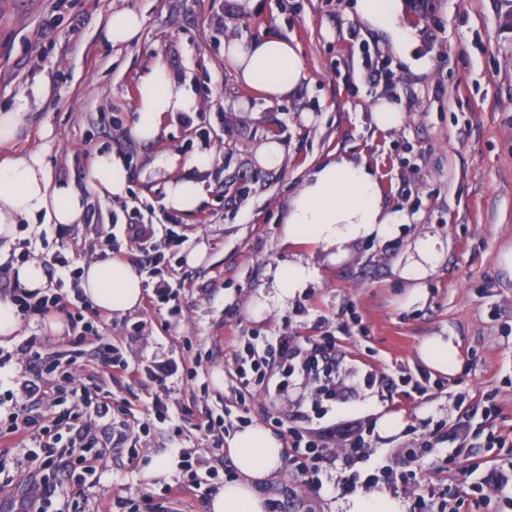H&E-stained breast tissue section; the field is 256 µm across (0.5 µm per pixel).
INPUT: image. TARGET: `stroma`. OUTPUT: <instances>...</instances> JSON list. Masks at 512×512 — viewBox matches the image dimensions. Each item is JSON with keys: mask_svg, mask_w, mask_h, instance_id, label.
Segmentation results:
<instances>
[{"mask_svg": "<svg viewBox=\"0 0 512 512\" xmlns=\"http://www.w3.org/2000/svg\"><path fill=\"white\" fill-rule=\"evenodd\" d=\"M144 18L138 37L115 47L104 37L113 10ZM405 23L414 40L396 52L391 35L363 20L357 0H261L240 12L233 0H0V111L18 98L29 109L16 138L0 145V159L41 148L53 180L78 189L97 151L122 153L129 189L121 197L87 196L81 223L57 236L50 224L22 225L14 241L0 240V264L30 252L55 253L75 265L105 259L104 235L114 230L127 262L145 269L144 302L110 315L107 335L132 367L152 366L141 382L113 378L110 389L131 404L159 402L167 416L144 417L136 441L145 465L131 469L126 454L102 465L87 493V512H102L119 496L155 495L176 486L149 475L158 459L190 454L198 471H213L211 490L238 480L230 455L212 452L197 422L212 413L239 416L270 430L316 427L311 403L317 383L294 379L268 397L245 392L237 376L238 341L252 336H316L336 357L334 395L327 421L363 419L375 426V408L401 414L404 428L374 437L376 456L412 448L433 433L437 465L399 490L408 507L439 512L427 491L436 487L463 498L461 512H478L455 453L498 466L507 449L486 446L488 433L512 434V274L498 263L512 249V0H440L436 11ZM247 40L277 37L297 45L308 79L288 98L267 103L238 83L224 60L227 34ZM163 64L189 83L200 112L168 121L166 134L144 143L124 134L135 112L140 77ZM381 98L396 102L403 122L384 133L372 119ZM278 141L285 161L262 167L258 147ZM201 152L208 169L192 166ZM179 154L176 177L202 184L198 209L177 215L180 244L158 242L165 260H150L124 235L127 224L162 223L165 178L151 165L159 154ZM366 159L378 171L386 204L410 217L386 241L358 240L346 257L283 235L288 204L307 173L330 157ZM443 245V259L423 282L426 303L406 309V284L395 270L417 238ZM205 245L201 263L188 254ZM302 259L316 278L282 307L261 315L252 308L272 291L271 268ZM183 283L177 307L149 303L153 285ZM66 313L43 323L19 320L14 336L0 340L13 359L0 368V394L19 391L26 358L15 351L27 338L43 359L64 357ZM453 337L458 364L432 373L426 394L397 386L400 373L418 374L417 356L429 336ZM200 361L197 379L171 373V361ZM222 383H215V374ZM497 412L486 415L488 403ZM267 512H343L346 498L331 483L313 489L282 466L258 481Z\"/></svg>", "mask_w": 512, "mask_h": 512, "instance_id": "obj_1", "label": "stroma"}]
</instances>
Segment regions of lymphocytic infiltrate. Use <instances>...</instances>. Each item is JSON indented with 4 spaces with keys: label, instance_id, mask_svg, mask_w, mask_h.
Masks as SVG:
<instances>
[{
    "label": "lymphocytic infiltrate",
    "instance_id": "lymphocytic-infiltrate-1",
    "mask_svg": "<svg viewBox=\"0 0 512 512\" xmlns=\"http://www.w3.org/2000/svg\"><path fill=\"white\" fill-rule=\"evenodd\" d=\"M18 316L45 318L59 311L67 312L71 325L80 331L71 344L73 353L100 343L106 318L90 313V304L78 286L57 282L50 291H31L13 283L9 290ZM280 354L288 372L308 378L316 376L328 381L336 375V361L318 343L303 348L294 345L288 335L271 339L251 338L238 347V365H250L255 380H243V387L269 391L270 378L261 370V359ZM71 361L42 363L40 373L64 380L66 386L55 396L56 412L44 416L10 412L0 417V490L17 486L19 480L30 481L38 494L20 500L17 512H79L87 490L99 484L100 467L113 454V442L135 438L137 424L129 402H117L104 385L74 380ZM111 417V439L90 436L88 422L92 417ZM292 447H305L317 454L330 446L340 445L344 453L336 478L347 494L378 487L399 490L407 482L408 467L422 465L418 454L386 456L382 463L371 464L370 440L362 422L340 421L318 428L290 431Z\"/></svg>",
    "mask_w": 512,
    "mask_h": 512
}]
</instances>
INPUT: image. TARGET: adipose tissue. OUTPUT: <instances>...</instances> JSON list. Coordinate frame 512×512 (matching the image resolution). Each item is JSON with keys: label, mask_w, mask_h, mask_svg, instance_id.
Returning a JSON list of instances; mask_svg holds the SVG:
<instances>
[{"label": "adipose tissue", "mask_w": 512, "mask_h": 512, "mask_svg": "<svg viewBox=\"0 0 512 512\" xmlns=\"http://www.w3.org/2000/svg\"><path fill=\"white\" fill-rule=\"evenodd\" d=\"M357 10L371 25L389 30L398 49H405L410 35L399 20V0H358ZM224 59L239 82L259 91L266 101L288 97L307 78L297 48L281 38L245 40L231 37L224 42ZM135 114L128 137L141 142L156 140L164 124L177 113L200 110L197 96L171 76L162 64L153 65L137 85ZM177 156L162 154L154 169L168 173L163 203L189 212L200 203V185L175 177ZM129 169L116 151L97 152L87 176L89 190L99 196L121 197L127 192ZM86 200L71 184L52 181L43 150L32 149L0 162V239L14 240L22 224H78ZM404 211L387 206L376 171L366 161L344 155L322 163L304 180L288 207L284 235L288 241H306L323 246L342 258L348 245L359 239L386 240L408 223ZM443 248L432 236L418 238L408 253L399 276L408 284L405 306L427 298L424 279L440 264ZM275 293L271 303H258L256 312L269 304L284 305L315 279L314 269L303 262L278 265L272 272ZM81 288L100 309L125 313L141 303L140 274L120 259L98 260L83 265ZM459 350L450 336H430L417 349L421 361L441 374L451 373ZM227 448L240 480L224 485L207 504V512H267V503L254 484L280 469L281 441L263 425L251 424L227 441Z\"/></svg>", "instance_id": "1"}]
</instances>
